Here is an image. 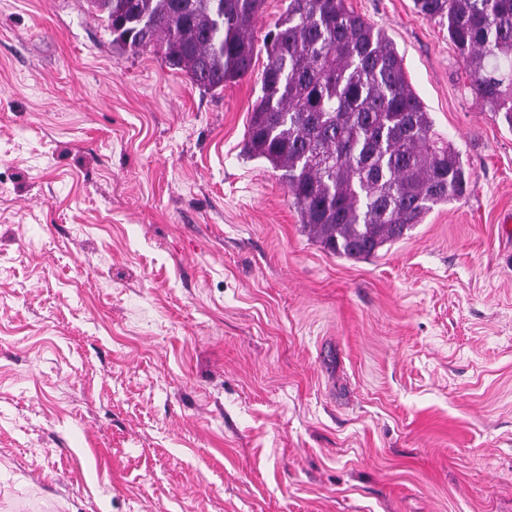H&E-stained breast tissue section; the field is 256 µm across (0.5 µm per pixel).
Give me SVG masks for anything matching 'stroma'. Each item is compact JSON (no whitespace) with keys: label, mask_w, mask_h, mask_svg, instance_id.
<instances>
[{"label":"stroma","mask_w":512,"mask_h":512,"mask_svg":"<svg viewBox=\"0 0 512 512\" xmlns=\"http://www.w3.org/2000/svg\"><path fill=\"white\" fill-rule=\"evenodd\" d=\"M396 46L464 197L365 260L210 92L89 0H0V512H512V128L414 0Z\"/></svg>","instance_id":"stroma-1"}]
</instances>
